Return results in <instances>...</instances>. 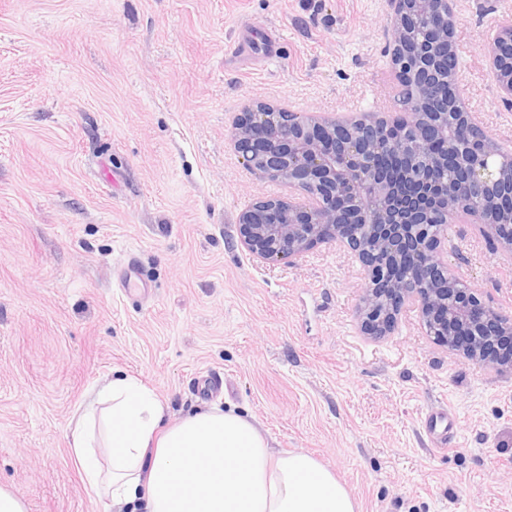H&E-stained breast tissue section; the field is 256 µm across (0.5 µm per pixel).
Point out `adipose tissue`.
Segmentation results:
<instances>
[{"label":"adipose tissue","instance_id":"1","mask_svg":"<svg viewBox=\"0 0 512 512\" xmlns=\"http://www.w3.org/2000/svg\"><path fill=\"white\" fill-rule=\"evenodd\" d=\"M168 404L124 374L90 391L69 425L72 461L97 500L130 512H357L311 455H278L235 410L212 405L167 424Z\"/></svg>","mask_w":512,"mask_h":512}]
</instances>
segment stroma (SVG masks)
Here are the masks:
<instances>
[{
    "label": "stroma",
    "mask_w": 512,
    "mask_h": 512,
    "mask_svg": "<svg viewBox=\"0 0 512 512\" xmlns=\"http://www.w3.org/2000/svg\"><path fill=\"white\" fill-rule=\"evenodd\" d=\"M454 7L462 95L512 145L482 54L512 0ZM388 23L387 0H0V484L29 512H125L89 496L68 440L120 372L172 424L220 373L217 402L317 458L358 512H512L511 370L435 343L412 303L366 335L363 266L336 243L272 262L240 242V212L288 187L238 156L235 119L399 112ZM131 253L148 298L116 284ZM443 258L512 315V255L480 225H449ZM444 405L440 452L420 419ZM422 426L434 447L448 450L453 446L457 436V419L451 410H428L422 418Z\"/></svg>",
    "instance_id": "stroma-1"
}]
</instances>
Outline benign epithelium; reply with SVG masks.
Listing matches in <instances>:
<instances>
[{
	"instance_id": "7a95c632",
	"label": "benign epithelium",
	"mask_w": 512,
	"mask_h": 512,
	"mask_svg": "<svg viewBox=\"0 0 512 512\" xmlns=\"http://www.w3.org/2000/svg\"><path fill=\"white\" fill-rule=\"evenodd\" d=\"M391 63L409 79L402 112L392 118L365 112L356 119L311 116L277 127L282 109L264 102L245 107L234 148L259 174L284 180L289 198L260 200L238 218L242 244L261 259L296 257L334 241L365 270L359 313L370 336L393 333L408 302L418 304L428 335L468 360L498 365V337L512 336V315L482 303L441 259L448 225L459 215L491 230L512 250V155L494 147L464 156L433 154L430 142L464 130L472 142L490 141L466 111L459 92L453 0H390ZM482 51L500 91L512 97V26L500 25ZM399 123L403 136L386 144L410 157L403 173L415 179L421 165L447 171L438 184L437 210L396 211V184L378 169L382 129Z\"/></svg>"
}]
</instances>
